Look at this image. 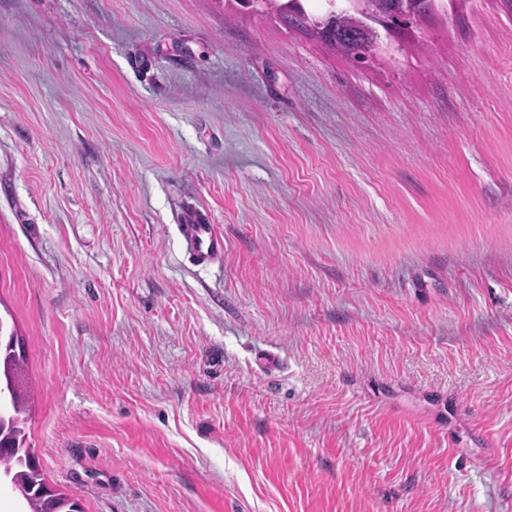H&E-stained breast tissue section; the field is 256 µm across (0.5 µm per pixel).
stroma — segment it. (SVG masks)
Returning <instances> with one entry per match:
<instances>
[{"mask_svg":"<svg viewBox=\"0 0 512 512\" xmlns=\"http://www.w3.org/2000/svg\"><path fill=\"white\" fill-rule=\"evenodd\" d=\"M303 5L0 0V321L83 512H512V0L363 60ZM180 227L186 249L196 265H212L224 255V236L211 224L207 212L197 208L186 210Z\"/></svg>","mask_w":512,"mask_h":512,"instance_id":"obj_1","label":"stroma"}]
</instances>
